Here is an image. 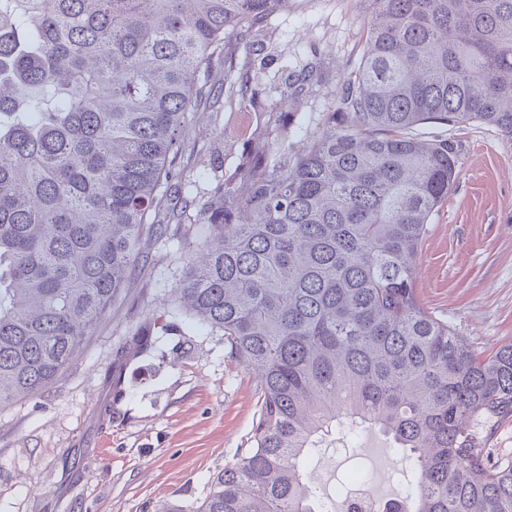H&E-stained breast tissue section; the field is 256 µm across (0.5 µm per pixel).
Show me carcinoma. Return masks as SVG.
Masks as SVG:
<instances>
[{
  "mask_svg": "<svg viewBox=\"0 0 512 512\" xmlns=\"http://www.w3.org/2000/svg\"><path fill=\"white\" fill-rule=\"evenodd\" d=\"M288 0H0V406L52 384L166 233L188 117L258 92L224 34ZM357 69L294 149L292 113L201 211L179 302L260 379L251 447L194 512H329L302 461L369 430L402 512H512V344L479 356L421 306L422 240L455 179L428 123L512 135V0H363ZM224 62V87L204 76ZM155 342L151 324L134 337ZM483 448H492L491 462L501 454L512 453V416L506 419L493 418L484 423L478 434Z\"/></svg>",
  "mask_w": 512,
  "mask_h": 512,
  "instance_id": "cac0c4a2",
  "label": "carcinoma"
}]
</instances>
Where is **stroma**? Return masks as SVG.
Instances as JSON below:
<instances>
[{"label": "stroma", "instance_id": "1", "mask_svg": "<svg viewBox=\"0 0 512 512\" xmlns=\"http://www.w3.org/2000/svg\"><path fill=\"white\" fill-rule=\"evenodd\" d=\"M366 10L360 0H289L251 33L224 37V52L259 91L196 114L187 136L181 194L200 208L261 144L292 72L309 87L295 104L312 129L358 65ZM429 138L456 149V180L430 218L416 293L481 356L512 343V137L474 121L429 124ZM188 228L171 224L77 364L41 395L0 409V512H188L249 438L260 405L254 373L230 358L222 333L194 325L168 297L184 271ZM161 337L135 353L143 322ZM404 463L385 438L319 449L305 463L328 504L341 481L376 477L382 496H400Z\"/></svg>", "mask_w": 512, "mask_h": 512}]
</instances>
